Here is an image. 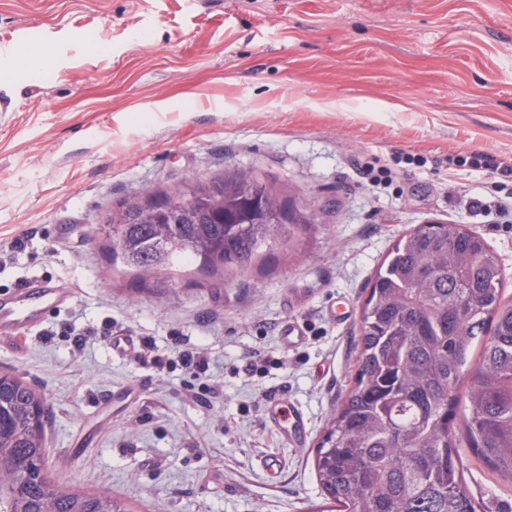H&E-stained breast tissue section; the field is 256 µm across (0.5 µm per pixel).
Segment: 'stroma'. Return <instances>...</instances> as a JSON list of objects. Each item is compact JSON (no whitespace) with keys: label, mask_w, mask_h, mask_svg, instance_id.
Segmentation results:
<instances>
[{"label":"stroma","mask_w":512,"mask_h":512,"mask_svg":"<svg viewBox=\"0 0 512 512\" xmlns=\"http://www.w3.org/2000/svg\"><path fill=\"white\" fill-rule=\"evenodd\" d=\"M35 42L45 65L0 82V293L42 276L73 300L0 337V370L45 398L50 473L128 512L322 506L317 443L393 242L426 222L482 234L512 304V223L471 205L512 179L448 162L512 163V0H0V48ZM251 168L323 208L292 263L152 290L113 268L96 227L123 197ZM115 336L134 351L114 356ZM275 395L305 415L303 444L266 421ZM461 455L481 512H512V483ZM449 164L457 163L459 165L469 164L479 169L492 170L503 177L512 176V165L497 161L496 157L485 152H474L466 157H449Z\"/></svg>","instance_id":"35a3bbf8"}]
</instances>
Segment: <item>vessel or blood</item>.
I'll use <instances>...</instances> for the list:
<instances>
[{
    "mask_svg": "<svg viewBox=\"0 0 512 512\" xmlns=\"http://www.w3.org/2000/svg\"><path fill=\"white\" fill-rule=\"evenodd\" d=\"M69 299V294L57 288L51 280L24 281L12 291L6 301L0 302V330L11 334L28 329L38 320L59 311ZM267 408L280 422L288 424L294 439L303 438L306 432L305 418L299 410L290 408L286 399L272 397Z\"/></svg>",
    "mask_w": 512,
    "mask_h": 512,
    "instance_id": "b4317fda",
    "label": "vessel or blood"
}]
</instances>
